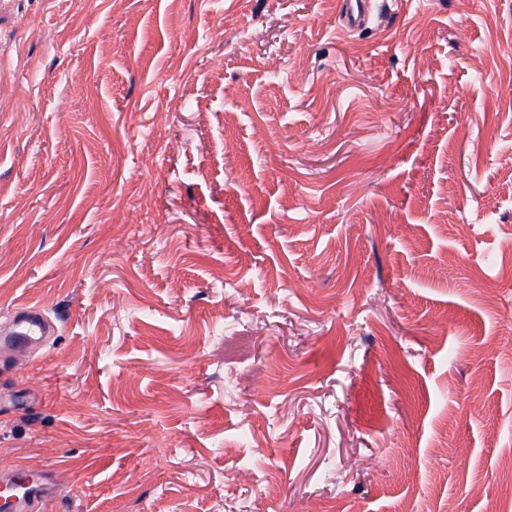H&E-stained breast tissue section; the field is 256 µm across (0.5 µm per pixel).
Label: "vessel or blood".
<instances>
[{"label":"vessel or blood","instance_id":"b4317fda","mask_svg":"<svg viewBox=\"0 0 512 512\" xmlns=\"http://www.w3.org/2000/svg\"><path fill=\"white\" fill-rule=\"evenodd\" d=\"M370 4L371 0H340L341 22L354 30L364 28ZM11 320V331L0 336V347L7 351L44 347L54 333L53 324L38 306L15 307ZM0 483L6 486L0 494V512H43L45 498L57 486L53 474L21 461L0 468Z\"/></svg>","mask_w":512,"mask_h":512}]
</instances>
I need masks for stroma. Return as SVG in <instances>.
Returning <instances> with one entry per match:
<instances>
[{
    "instance_id": "stroma-1",
    "label": "stroma",
    "mask_w": 512,
    "mask_h": 512,
    "mask_svg": "<svg viewBox=\"0 0 512 512\" xmlns=\"http://www.w3.org/2000/svg\"><path fill=\"white\" fill-rule=\"evenodd\" d=\"M374 2L0 0L46 512H512V0ZM371 0H341L340 20L351 29L360 30L366 25V15L369 12Z\"/></svg>"
}]
</instances>
